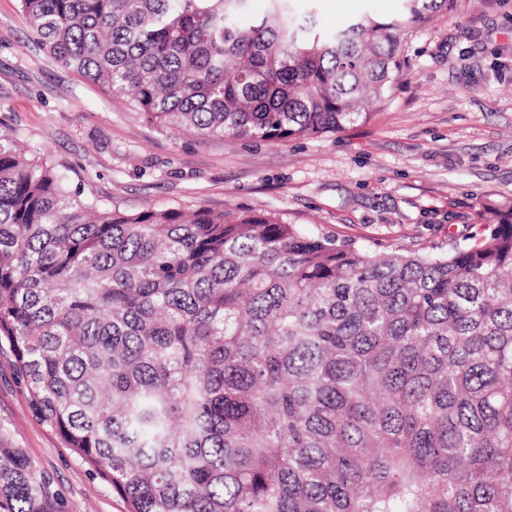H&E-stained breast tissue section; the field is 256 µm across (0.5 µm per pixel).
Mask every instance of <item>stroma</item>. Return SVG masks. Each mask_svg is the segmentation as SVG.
Segmentation results:
<instances>
[{"instance_id": "35a3bbf8", "label": "stroma", "mask_w": 512, "mask_h": 512, "mask_svg": "<svg viewBox=\"0 0 512 512\" xmlns=\"http://www.w3.org/2000/svg\"><path fill=\"white\" fill-rule=\"evenodd\" d=\"M404 0H292L333 30ZM406 66L369 123L280 145L160 129L126 101L55 63L19 0H0V134L66 166L73 183L121 209L164 204L278 215L301 231L371 251L444 253L482 226L480 198L512 203V0H462L405 32ZM0 437L24 449L66 512H126L60 437L31 414L0 353Z\"/></svg>"}]
</instances>
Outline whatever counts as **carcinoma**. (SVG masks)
Here are the masks:
<instances>
[{"label": "carcinoma", "mask_w": 512, "mask_h": 512, "mask_svg": "<svg viewBox=\"0 0 512 512\" xmlns=\"http://www.w3.org/2000/svg\"><path fill=\"white\" fill-rule=\"evenodd\" d=\"M55 62L147 122L278 144L371 118L405 0L328 33L290 0H19ZM448 254L268 213H128L0 135V351L127 512H512V204ZM0 512H65L0 444Z\"/></svg>", "instance_id": "obj_1"}]
</instances>
